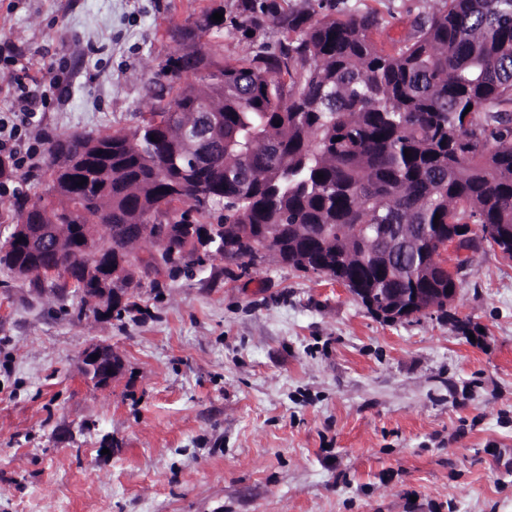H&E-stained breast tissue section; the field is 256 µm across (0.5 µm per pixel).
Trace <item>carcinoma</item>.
<instances>
[{"label": "carcinoma", "mask_w": 512, "mask_h": 512, "mask_svg": "<svg viewBox=\"0 0 512 512\" xmlns=\"http://www.w3.org/2000/svg\"><path fill=\"white\" fill-rule=\"evenodd\" d=\"M240 9L241 18L229 20L233 28L244 36L263 29L249 0ZM269 21L284 34L273 52L226 61L204 50L202 35L224 29L212 21L181 27L193 51L160 65L173 83L195 77L174 95L183 115L201 98L224 113V153L215 159L224 176L203 173L212 193L207 204L197 203L199 171L174 138L146 121L112 135V177L83 184L76 170L70 186L54 178L45 194L18 203L20 222L31 220L39 204L73 225L74 249L55 262L87 289L83 301L94 284L83 280L78 260L97 254L102 264L122 255L134 236V214L150 218L166 207L163 265L175 269L193 260L196 248L181 230L184 214L169 199L177 188L182 204L195 207V224L222 209L217 228L234 236L229 249L217 238L214 252L244 273L255 265L262 234L276 224L296 250L347 253V278L408 295L455 284L436 275L429 283L386 282L383 265L343 247L345 231L359 225L370 237L397 224L419 237L448 230L451 220L512 225V0H441L415 17L411 37L390 50L373 37L378 22L369 12L273 13ZM89 139L54 141L48 155L75 157ZM99 199L110 212L100 218L104 233L89 240L67 210L89 209ZM45 263L26 247L0 255L11 270L32 267L37 282Z\"/></svg>", "instance_id": "1"}]
</instances>
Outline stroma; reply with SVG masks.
<instances>
[{
  "label": "stroma",
  "instance_id": "obj_1",
  "mask_svg": "<svg viewBox=\"0 0 512 512\" xmlns=\"http://www.w3.org/2000/svg\"><path fill=\"white\" fill-rule=\"evenodd\" d=\"M281 12H369L384 47L428 0H254ZM241 0H0V137L24 145L0 216L42 192L50 142L128 131L159 104L172 29ZM266 25L202 42L238 59ZM69 79L30 124L21 90ZM130 312L0 265V512H512V261L490 247L447 312L388 323L328 276L214 255L144 277ZM112 346L100 386L84 351ZM92 355H98V358L93 359ZM81 363L84 373L91 375L99 385H108L122 369L120 357L106 344L90 346L83 353Z\"/></svg>",
  "mask_w": 512,
  "mask_h": 512
}]
</instances>
